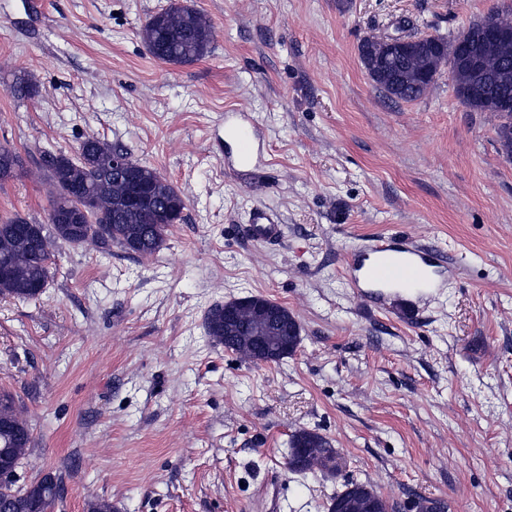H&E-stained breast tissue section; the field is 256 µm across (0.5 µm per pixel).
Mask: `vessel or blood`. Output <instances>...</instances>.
Segmentation results:
<instances>
[{
	"label": "vessel or blood",
	"mask_w": 512,
	"mask_h": 512,
	"mask_svg": "<svg viewBox=\"0 0 512 512\" xmlns=\"http://www.w3.org/2000/svg\"><path fill=\"white\" fill-rule=\"evenodd\" d=\"M224 134L234 145L226 163L230 171L241 172L255 163L260 155V137L242 113L224 115ZM247 236L258 243L275 246L282 242L283 226L264 208L254 209L246 227ZM447 272L427 248L408 239L392 237L379 240L354 252L347 262L350 281L369 288L375 305H387L397 297L410 302L427 290L439 286Z\"/></svg>",
	"instance_id": "b4317fda"
}]
</instances>
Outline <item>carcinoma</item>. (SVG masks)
I'll return each instance as SVG.
<instances>
[{"label":"carcinoma","instance_id":"obj_1","mask_svg":"<svg viewBox=\"0 0 512 512\" xmlns=\"http://www.w3.org/2000/svg\"><path fill=\"white\" fill-rule=\"evenodd\" d=\"M481 28L470 24L455 36V40L478 44L479 66L467 64L458 54L448 53V39L420 37L421 58L384 57L371 80L395 101H413L426 90L415 87L410 75L424 67L430 84H435L441 68L447 66L456 79V93L475 112H498L510 119L501 126L500 138L512 153V54L488 49L480 42ZM140 36L157 59L169 64H191L203 58L214 39L210 21L197 9L187 10L175 0L150 16L142 26ZM391 34L364 38L359 45V57L364 68L379 54L380 41ZM17 97L30 98L36 90L26 75L19 74L11 85ZM116 149L98 139H88L72 158L58 155L48 161V177L55 188L48 223L29 224L10 220L0 224V264L9 262L10 272L0 276V297L20 301L34 300L47 286L50 248L58 243L82 245L92 241L102 249L114 245L127 253L151 256L165 240L169 222L186 209L182 194L153 168L136 164L135 176L150 191L149 198L138 207L119 201L121 182L112 170V154ZM82 190L93 196L99 209L82 217L70 209L69 195ZM281 335L285 340L277 363L295 352L300 343L297 322L285 307L276 308ZM207 333L217 343L234 352H250L249 326H230L224 315V305L211 307L206 317ZM31 443V430L22 417L15 395L0 390V458L23 468ZM336 449L321 434L305 429L290 439L288 468L301 474L336 470ZM60 488L58 478L46 475L27 483L0 486V512H48L57 500L54 490ZM368 503L371 512H392L394 505L365 482L350 481L330 499L328 512H362Z\"/></svg>","mask_w":512,"mask_h":512}]
</instances>
